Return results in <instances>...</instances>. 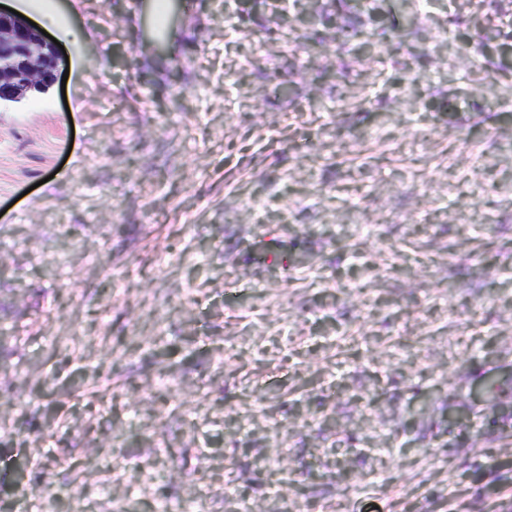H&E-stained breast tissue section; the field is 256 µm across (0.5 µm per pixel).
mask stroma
<instances>
[{"label": "stroma", "mask_w": 512, "mask_h": 512, "mask_svg": "<svg viewBox=\"0 0 512 512\" xmlns=\"http://www.w3.org/2000/svg\"><path fill=\"white\" fill-rule=\"evenodd\" d=\"M275 2L172 0L155 55L150 0H43L83 37L0 112V512H512V0H375L401 47L336 83ZM166 498V497H165ZM178 500L173 501L156 499L153 502V512H199L201 511V503L199 497L195 495L186 496L183 498L176 497Z\"/></svg>", "instance_id": "stroma-1"}]
</instances>
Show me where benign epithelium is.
Returning a JSON list of instances; mask_svg holds the SVG:
<instances>
[{
    "label": "benign epithelium",
    "mask_w": 512,
    "mask_h": 512,
    "mask_svg": "<svg viewBox=\"0 0 512 512\" xmlns=\"http://www.w3.org/2000/svg\"><path fill=\"white\" fill-rule=\"evenodd\" d=\"M61 55L25 17L0 10V110L27 105L55 84Z\"/></svg>",
    "instance_id": "1"
}]
</instances>
